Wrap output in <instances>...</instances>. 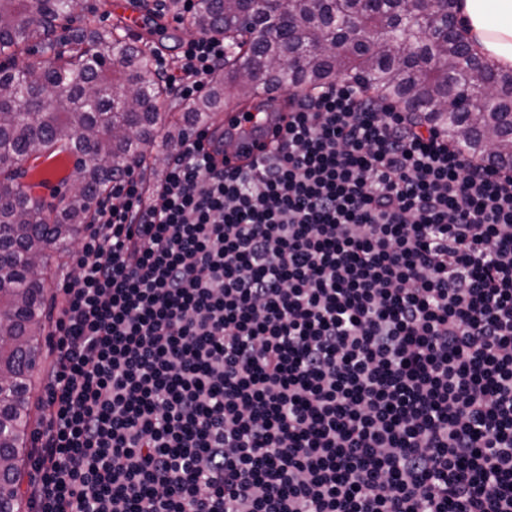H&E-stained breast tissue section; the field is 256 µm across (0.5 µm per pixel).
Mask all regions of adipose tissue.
Listing matches in <instances>:
<instances>
[{
  "mask_svg": "<svg viewBox=\"0 0 512 512\" xmlns=\"http://www.w3.org/2000/svg\"><path fill=\"white\" fill-rule=\"evenodd\" d=\"M468 25L460 36L472 54L499 71H512V0H456Z\"/></svg>",
  "mask_w": 512,
  "mask_h": 512,
  "instance_id": "ef3b65f1",
  "label": "adipose tissue"
}]
</instances>
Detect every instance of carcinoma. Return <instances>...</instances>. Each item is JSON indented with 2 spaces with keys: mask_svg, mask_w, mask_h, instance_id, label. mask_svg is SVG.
Here are the masks:
<instances>
[{
  "mask_svg": "<svg viewBox=\"0 0 512 512\" xmlns=\"http://www.w3.org/2000/svg\"><path fill=\"white\" fill-rule=\"evenodd\" d=\"M77 0H0V246L12 250L11 287L0 288V382L18 389L0 407V512H16L21 496L17 461L29 429L31 367L46 328V251L66 250L80 235L93 201L133 160H147L160 135L173 143L158 103L166 85L153 54L120 42L113 30L73 27ZM202 0L183 18L194 32L224 36V72L188 114L209 122L226 106L259 93L243 71L261 72L263 87L286 92L326 86L345 76L374 97L396 101L464 140L474 154L512 164V72L481 65L450 29L444 10L412 23V0ZM69 32L62 42L57 29ZM50 55V64L16 60ZM304 59L295 67L292 60ZM468 94L448 102V79ZM63 151L76 157L77 191L51 206L21 182L29 159Z\"/></svg>",
  "mask_w": 512,
  "mask_h": 512,
  "instance_id": "obj_1",
  "label": "carcinoma"
}]
</instances>
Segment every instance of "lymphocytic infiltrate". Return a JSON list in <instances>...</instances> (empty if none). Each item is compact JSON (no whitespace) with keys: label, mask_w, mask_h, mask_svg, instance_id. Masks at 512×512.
I'll return each mask as SVG.
<instances>
[{"label":"lymphocytic infiltrate","mask_w":512,"mask_h":512,"mask_svg":"<svg viewBox=\"0 0 512 512\" xmlns=\"http://www.w3.org/2000/svg\"><path fill=\"white\" fill-rule=\"evenodd\" d=\"M155 62L190 104L224 39ZM213 137L97 203L27 512H512V167L348 80ZM277 142L273 125L259 132L253 140L239 142L234 135L232 145L227 149L226 162L229 166L244 167L262 156H267Z\"/></svg>","instance_id":"f902f5d3"}]
</instances>
